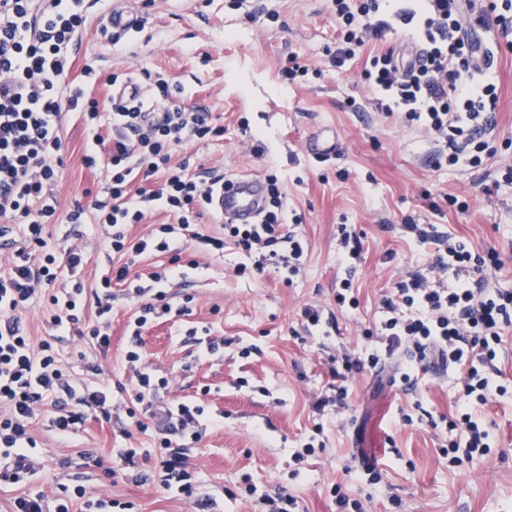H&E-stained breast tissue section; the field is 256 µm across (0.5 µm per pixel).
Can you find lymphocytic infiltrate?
<instances>
[{
  "instance_id": "obj_1",
  "label": "lymphocytic infiltrate",
  "mask_w": 512,
  "mask_h": 512,
  "mask_svg": "<svg viewBox=\"0 0 512 512\" xmlns=\"http://www.w3.org/2000/svg\"><path fill=\"white\" fill-rule=\"evenodd\" d=\"M470 0H331L338 22L332 66L343 68L369 43L404 32L412 42L410 59L394 50L373 55L362 73L373 92V105L386 117L417 128L433 169L477 172L486 169L497 149L493 132L499 101L496 84L486 76L494 52H512V0H488L480 13L469 12ZM88 16L82 0H0V222L22 244L9 267L0 272V482L24 483L37 472L32 422L39 408L54 411L50 429L68 441L88 416L111 419L112 388L79 382L48 339H35L21 323V314L39 299L46 285L71 276L75 284L50 295L49 324L63 333L76 328L86 310L94 324L86 337L95 350L111 347L112 287L130 280L137 259L172 254L170 265L152 272L150 285H135L142 303L128 324L129 342L123 366L134 386L122 408L139 432L155 429L159 465L145 479L184 497L199 512H211L213 498H199L189 450L203 433V405L163 401L169 387L145 362L143 329L164 317L192 312L193 296L172 303L166 291L182 274L177 261L190 224L208 210L215 178L189 172V159L174 161L182 144L223 135L207 108L181 102L182 87L170 85L162 73L143 72L141 96L115 105L108 157L85 155L90 167L103 166L107 187L91 206L74 204L59 216L55 189L64 165L61 133L64 113L83 116L99 130L102 114L84 84L68 80V71ZM269 199L260 223L226 224L218 237L197 235L210 249L232 243L244 257L237 274L264 270L278 259L300 258L305 239L288 231V197L277 174H267ZM162 207L174 215L141 236L130 225ZM70 224L93 221L114 256L110 269L93 287L77 282L87 262L84 248L71 246L63 258L49 252L47 228L58 219ZM406 232L420 245H434L438 274L429 279L410 273L384 298L381 323L386 353L413 349L418 359L435 355L462 371L461 403L452 427L457 434L441 448L443 459L456 466L487 456L493 441L479 406L512 396L498 365L506 334L512 329V289L493 283L500 254L489 248L475 253L434 225L409 223ZM415 307L414 317L400 307ZM118 503L90 495L86 486L61 487L54 507L44 492L14 498L11 512H113Z\"/></svg>"
}]
</instances>
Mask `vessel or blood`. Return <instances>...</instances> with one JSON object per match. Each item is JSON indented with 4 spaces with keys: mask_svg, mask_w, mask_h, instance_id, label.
Segmentation results:
<instances>
[{
    "mask_svg": "<svg viewBox=\"0 0 512 512\" xmlns=\"http://www.w3.org/2000/svg\"><path fill=\"white\" fill-rule=\"evenodd\" d=\"M96 0H85L84 8L93 14L99 29L108 36H125L137 30L141 22L134 0H113L108 14L96 11ZM339 150L336 134L322 129L306 145L309 155L326 160ZM266 185L256 174H234L225 178L220 189L213 195L209 208L227 224L255 223L265 204ZM354 457L361 469H370L378 456V445L368 432L358 431L352 435Z\"/></svg>",
    "mask_w": 512,
    "mask_h": 512,
    "instance_id": "vessel-or-blood-1",
    "label": "vessel or blood"
}]
</instances>
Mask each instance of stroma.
I'll list each match as a JSON object with an SVG mask.
<instances>
[{"label":"stroma","instance_id":"1","mask_svg":"<svg viewBox=\"0 0 512 512\" xmlns=\"http://www.w3.org/2000/svg\"><path fill=\"white\" fill-rule=\"evenodd\" d=\"M232 2L153 0L143 31L119 47L88 25L69 72L81 76L86 61L97 62L100 74L88 81L87 92L103 108L113 72L158 71L181 84L183 102L206 107L224 128L223 136L178 150V157H190L191 174L204 178L222 167L262 176L276 171L291 210L302 217L293 230L307 241L308 253L292 277L274 268L236 275L243 260L238 250L209 252L187 239L181 257L197 266L168 292L175 302L194 296L193 313L153 322L142 333L146 361L171 380V397L202 399L210 414L224 418L204 430L189 456L201 492L216 499V512H260V495L281 491L297 499L299 512H343V495L360 501L366 512H512V401L482 408L492 425L488 456L444 466L440 448L452 436L448 422L457 413L459 372L430 370L408 387L395 378L405 353L386 355L372 334L384 318L382 300L397 281L410 272L435 274L432 248L402 230L411 218L438 225L473 250L496 248L503 262L496 280L512 289V184L425 166L421 133L369 103L373 93L361 73L377 45L365 46L346 71L330 67L326 50L336 41L337 24L328 0H279L278 17L258 23ZM292 56L309 73L290 82L279 69ZM488 74L499 88L495 145L505 159L512 155V53L496 55ZM320 126L335 128L342 142L326 163L303 149ZM62 136L67 159L56 189L61 216L84 193H103L107 179L103 167L83 163L91 135L81 115L63 116ZM250 140L265 146L263 157L246 151ZM342 224L362 242V257L351 269L337 261ZM48 232L52 251L86 246L85 282L111 266L96 225L61 219ZM347 278L358 301L354 307L336 302ZM113 292L108 356L74 332L56 343L75 378L88 384L98 380L96 364L113 381H129L122 356L128 321L141 300L120 285ZM307 305L324 311L322 328L311 334L299 317ZM193 327L223 337V354L202 355L186 337ZM245 347L250 355H242ZM346 350L379 354L380 362L347 375L344 406L316 412L314 402L334 383L329 360ZM51 416V407H44L33 423L38 474L22 486L0 485V512H10L21 493L78 479L94 495L132 503V512H194L182 497L138 481L148 461L140 457L131 466L122 458L126 448L150 449L151 434L128 437L120 421L91 416L62 445L48 428ZM434 418L439 426H431ZM358 421L383 433L380 482L370 481L352 458L351 427ZM315 437L325 450L295 462V453ZM249 482L256 495L245 494Z\"/></svg>","mask_w":512,"mask_h":512}]
</instances>
